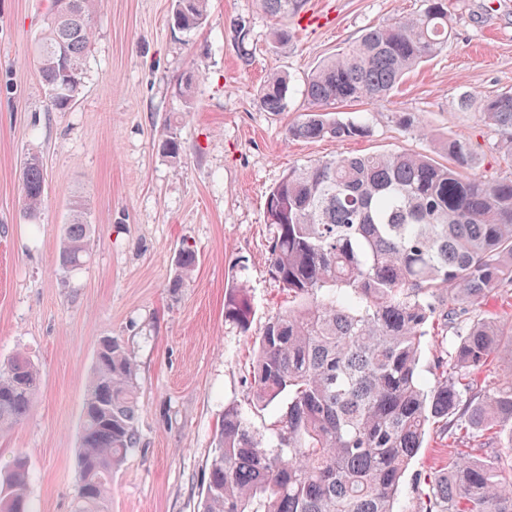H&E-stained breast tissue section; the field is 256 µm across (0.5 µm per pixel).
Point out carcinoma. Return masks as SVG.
<instances>
[{
    "instance_id": "1",
    "label": "carcinoma",
    "mask_w": 512,
    "mask_h": 512,
    "mask_svg": "<svg viewBox=\"0 0 512 512\" xmlns=\"http://www.w3.org/2000/svg\"><path fill=\"white\" fill-rule=\"evenodd\" d=\"M208 0H174L173 28L202 26ZM276 21L272 40L288 43L286 21L305 0H260ZM100 0H51L37 65L51 109L68 111L83 92L91 20ZM449 0L372 25L323 60L304 87L303 118L289 140H349L370 136L348 103L389 101L403 77L439 55L451 33ZM290 78L271 73L260 88L263 111L287 108ZM483 122L512 159V91L480 99ZM445 164L420 153L339 155L291 167L265 195L272 226L269 262L291 306L256 337L251 378L260 407L288 396L263 443L224 408L199 512H395L400 482L430 429L460 423L473 438L505 437L512 447V326L486 306L512 286V178L470 173L471 145L450 139ZM25 216L36 217L44 172L36 156L22 176ZM93 244L84 207L74 209L59 252L78 269ZM196 267L181 250L173 291ZM252 307L243 286L230 289L224 320L243 331ZM453 329L451 352L434 362L436 379L419 376L428 328ZM506 367L491 386L481 375ZM41 374L18 353L0 366V432L28 414ZM135 365L124 343L103 338L82 412L75 512H109L112 471L140 446ZM415 512H512V462L453 459L448 471L416 479ZM28 463L17 455L0 471V512H27Z\"/></svg>"
}]
</instances>
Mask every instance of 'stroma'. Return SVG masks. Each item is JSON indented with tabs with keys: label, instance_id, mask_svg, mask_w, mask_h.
Here are the masks:
<instances>
[{
	"label": "stroma",
	"instance_id": "stroma-1",
	"mask_svg": "<svg viewBox=\"0 0 512 512\" xmlns=\"http://www.w3.org/2000/svg\"><path fill=\"white\" fill-rule=\"evenodd\" d=\"M173 0H102L93 21L85 87L55 112L35 68L49 0H0V365L15 354L39 368L27 416L0 432V465L26 457L32 512H73L82 407L104 337L124 341L136 366L139 448L112 473L110 512H197L224 408L264 437L286 399L255 406L253 341L288 295L270 270L265 194L297 164L391 151L443 160L448 138L471 144L474 171L512 177L478 99L512 89V0H451L453 34L382 105L364 111L368 138L291 141L307 104L304 82L324 58L367 27L418 11L422 0H307L288 45L269 44L273 19L258 0H209L202 27H171ZM249 35L238 43L232 21ZM292 78L286 112L258 90L271 71ZM196 72L191 101L177 91ZM470 94L469 108L459 106ZM420 121L406 128L402 115ZM183 148L172 159L165 137ZM43 163L36 219L23 212L21 169ZM85 205L94 243L81 269L57 259L74 202ZM198 262L185 288L168 284L182 245ZM249 291V331L224 319L227 288ZM469 440L429 434L397 494L413 512L416 478L444 469Z\"/></svg>",
	"mask_w": 512,
	"mask_h": 512
}]
</instances>
